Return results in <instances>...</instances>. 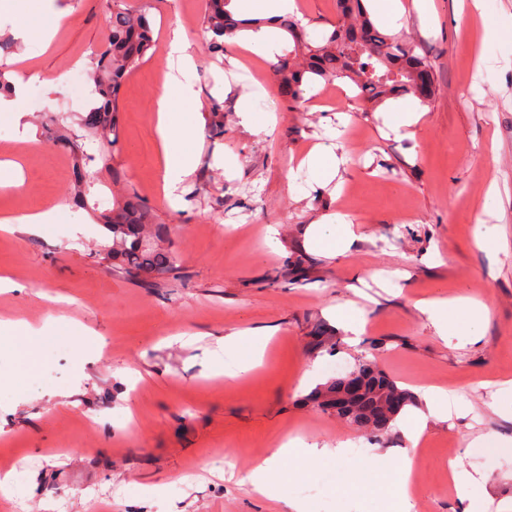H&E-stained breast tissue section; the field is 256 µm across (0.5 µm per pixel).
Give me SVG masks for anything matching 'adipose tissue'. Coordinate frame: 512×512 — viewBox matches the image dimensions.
Masks as SVG:
<instances>
[{"label":"adipose tissue","instance_id":"adipose-tissue-1","mask_svg":"<svg viewBox=\"0 0 512 512\" xmlns=\"http://www.w3.org/2000/svg\"><path fill=\"white\" fill-rule=\"evenodd\" d=\"M471 11L482 24L479 71L489 70V54L494 48L512 43V14H506L498 0H469ZM61 13H54L48 23L34 21L27 8L18 0H0V28L10 27L15 37L28 42L49 45L60 27ZM164 51L170 71L156 100V133L160 161L164 171L163 195L170 205H177L178 189L192 177L198 167L201 142V112L198 95L188 78L196 61L191 44L182 29L171 30L165 40ZM417 308L439 328L447 332L450 320H462L460 335L477 338L489 313L486 302L469 297L420 300ZM0 338L9 341L31 363L37 362L38 353L51 337L46 330L33 328L24 321L0 324ZM224 349L238 354L234 367H225L223 359H215L216 374L228 379L239 378L262 362V352L246 339L245 332L237 331L224 338ZM347 443L336 447H318L299 436L282 441L270 455L255 461L246 480L253 491L272 500L282 499V487L290 477H303L311 465L330 461L342 470L345 490L361 486L359 470L351 468L347 457ZM297 459L294 473L283 470L285 460ZM372 469L386 477L395 497L394 512H411V475L413 458L410 453L394 455L389 451H375L369 457ZM452 482L463 512H478L480 501L487 496V475L467 470L461 460L449 463Z\"/></svg>","mask_w":512,"mask_h":512}]
</instances>
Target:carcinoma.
Here are the masks:
<instances>
[{
  "mask_svg": "<svg viewBox=\"0 0 512 512\" xmlns=\"http://www.w3.org/2000/svg\"><path fill=\"white\" fill-rule=\"evenodd\" d=\"M106 18L108 34L93 51L89 79L93 83L87 111L79 123L97 147L89 152L80 140L71 136L67 117H48L52 140L69 152L75 177L86 183L97 174L94 166L121 149L118 125V97L127 75L148 53L157 49L147 13L124 0H113ZM232 0H207L206 29L212 33L207 50L224 52V39L233 38L247 29H257L261 22L242 20L231 9ZM366 0H336L338 20L331 33L318 42L308 38L299 21L277 18L275 25L293 40V52L302 62L284 58L278 68L282 94L293 105L305 101L309 82L348 79L356 96L372 102H384L404 95H416V78L432 72L425 56L416 52L417 45L406 38L376 25L365 5ZM103 227L112 234V243L104 246L105 258L112 270L148 283L158 276L178 279L180 265L174 251L157 242L166 238L169 228L133 191L103 214ZM354 370L367 378L363 399L355 403V412L346 418L371 438H381L396 419L414 405L413 393L386 375L377 363L366 358L357 360ZM344 376L339 375L317 385L306 397L312 407L326 413L333 397L341 392Z\"/></svg>",
  "mask_w": 512,
  "mask_h": 512,
  "instance_id": "obj_1",
  "label": "carcinoma"
}]
</instances>
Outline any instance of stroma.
<instances>
[{
    "mask_svg": "<svg viewBox=\"0 0 512 512\" xmlns=\"http://www.w3.org/2000/svg\"><path fill=\"white\" fill-rule=\"evenodd\" d=\"M145 6L153 38L182 28L197 68L191 76L202 104L197 173L183 184L178 206L162 194L154 101L166 72L156 51L122 86V147L112 163L171 228L181 277L141 284L112 271L98 254L99 224L84 223L74 205L72 161L45 131L46 114L63 109L74 74H86L106 38L112 0H52L66 25L47 51L0 30V68L27 83L28 133L0 112V163L22 167L21 186L0 188V216L59 208L55 223L29 234L0 230V277L17 290L0 292V321L23 320L58 331L41 358L56 370L27 366L0 352V474L17 492L0 494V512H289L256 495L244 478L259 457L288 436L335 446L351 440V465L367 467L370 443L335 415L303 404L304 370L324 377L357 357L380 368L416 397L382 446L407 449L406 431L426 412L425 387L447 391L464 415H428L429 447L419 464L414 512H461L448 481V458L490 476L483 512L512 496V454L468 452L491 433L512 438V419L494 407L501 382L512 381V68L476 93L479 23L458 0H433L420 21L412 0L404 33L432 66L436 91L421 122L393 131L388 104L356 106L348 80L334 83L335 104L281 103L276 63L228 40L211 56L206 0H128ZM295 18L311 38L332 31L336 0H296ZM263 88L275 109L270 134L255 133L237 114L240 99ZM340 128L333 183L292 185L299 161L329 129ZM237 166L225 174V157ZM500 197L486 216L491 245L474 242L489 183ZM343 212L354 236L331 254L317 226ZM303 258L304 278L294 272ZM436 295L487 300L478 341L442 336L415 307ZM363 331L351 344L349 322ZM337 336L335 352H315L311 335ZM271 334L262 367L233 383L213 369L221 340L234 331ZM287 495L311 512H389L386 482L342 491L332 464L290 480Z\"/></svg>",
    "mask_w": 512,
    "mask_h": 512,
    "instance_id": "35a3bbf8",
    "label": "stroma"
}]
</instances>
